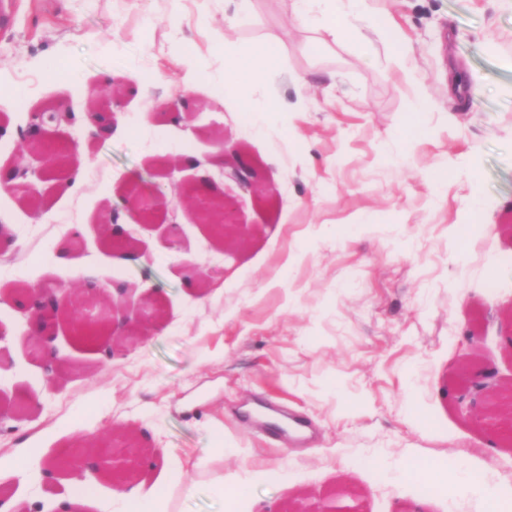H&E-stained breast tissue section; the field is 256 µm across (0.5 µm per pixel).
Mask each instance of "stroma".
<instances>
[{"label":"stroma","mask_w":512,"mask_h":512,"mask_svg":"<svg viewBox=\"0 0 512 512\" xmlns=\"http://www.w3.org/2000/svg\"><path fill=\"white\" fill-rule=\"evenodd\" d=\"M377 6L402 27L433 102L417 116L428 134L411 150L401 75L362 66L350 41L309 49L313 32L287 22L291 0H255L235 30L255 44L284 43L262 95L294 97L291 73L310 81L305 107L264 138L206 86L191 93L182 123L157 110L182 90L185 59L174 46L223 67L224 0H14L0 18V87L23 105L0 107L1 166L19 163L18 129L30 112L85 111L100 71H112L122 96L111 133L68 130L80 193L44 184L36 213L19 193L0 191V456L62 417L71 431L59 448L81 439L92 454L120 428L148 452L136 479L168 490L172 512H227L215 481L257 464L268 474L233 500L238 512L343 483L364 512H488L475 475L512 487V448H488L487 431L450 399L469 360L512 381V343L501 334L512 311V0ZM54 62L67 83L46 84ZM455 76L467 88L453 89ZM225 145L252 158L271 204L211 165ZM185 152L208 167L182 165L181 177L211 178L248 240L226 248L188 220L139 227L140 262L129 267L124 252L101 243L110 198L135 176L176 199L162 163ZM473 218L481 228L458 252L455 227ZM74 229L82 245L55 262L56 243ZM88 267L101 285L124 282L131 307L161 306L162 319L109 364L59 329L66 362L47 373L11 292L47 281L79 288ZM218 434L228 449H215ZM443 477L446 492L431 494ZM79 486L95 494L89 512H120L114 481L67 468L0 476V501L58 512L59 497Z\"/></svg>","instance_id":"stroma-1"}]
</instances>
